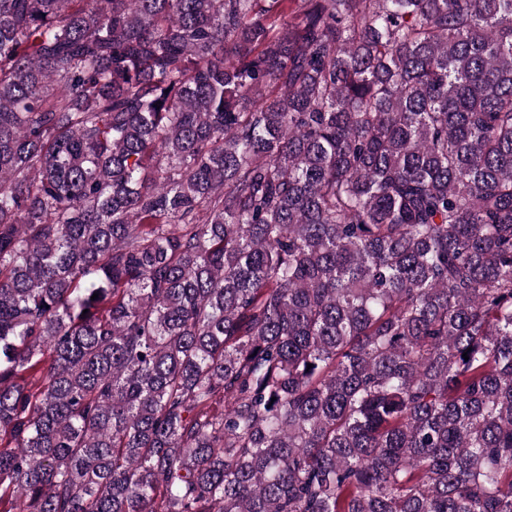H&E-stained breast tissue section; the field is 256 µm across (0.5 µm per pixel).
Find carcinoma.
<instances>
[{
    "instance_id": "obj_1",
    "label": "carcinoma",
    "mask_w": 512,
    "mask_h": 512,
    "mask_svg": "<svg viewBox=\"0 0 512 512\" xmlns=\"http://www.w3.org/2000/svg\"><path fill=\"white\" fill-rule=\"evenodd\" d=\"M0 512H512V0H0Z\"/></svg>"
}]
</instances>
